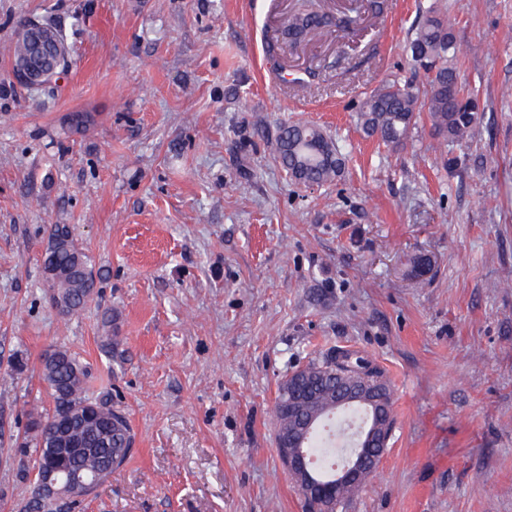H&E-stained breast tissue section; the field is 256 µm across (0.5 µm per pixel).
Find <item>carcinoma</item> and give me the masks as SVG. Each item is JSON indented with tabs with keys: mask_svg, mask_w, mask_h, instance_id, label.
I'll return each instance as SVG.
<instances>
[{
	"mask_svg": "<svg viewBox=\"0 0 512 512\" xmlns=\"http://www.w3.org/2000/svg\"><path fill=\"white\" fill-rule=\"evenodd\" d=\"M355 26V19H336L308 9L283 23L275 37L265 43V52L276 57L282 43L310 41L333 27L338 32H347ZM408 50L412 72L420 77L421 87L393 81L371 94L357 113L362 130L385 146L397 148L410 138L425 112L434 134L444 141L454 144L468 139L474 132L478 113L467 109L460 100L474 93L459 79L458 48L447 15L438 9L430 10ZM277 150L286 173L306 185L333 181L342 164L335 144L312 124L281 126ZM46 233L45 262L61 273L58 280L51 282L50 294L69 299L71 314H78L94 300L96 273L71 237L70 225L50 224ZM339 372L358 373L367 382L388 389L384 372L377 364L357 351L338 349L321 361L305 365L298 374L299 386H290L286 380L281 383L275 403L276 435L283 436L288 431V405L293 393L309 388L332 398ZM87 377V367L65 347L55 351V359L43 360L42 380L52 398V410L33 420L30 432L17 443L16 452L26 457V479H31L33 469L44 457V448L60 430L95 448L84 457L66 458L64 468L68 470L97 472L106 478L130 458L133 436L127 417L108 402L89 397ZM340 408L361 413L363 420H368L366 408L357 402ZM340 408L333 400L327 403L302 432L293 434L295 447L313 456L320 431ZM349 498L347 494L336 504L310 498L303 500V507L305 512H336V507H344Z\"/></svg>",
	"mask_w": 512,
	"mask_h": 512,
	"instance_id": "1",
	"label": "carcinoma"
}]
</instances>
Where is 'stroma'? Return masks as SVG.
I'll use <instances>...</instances> for the list:
<instances>
[{
  "label": "stroma",
  "instance_id": "1",
  "mask_svg": "<svg viewBox=\"0 0 512 512\" xmlns=\"http://www.w3.org/2000/svg\"><path fill=\"white\" fill-rule=\"evenodd\" d=\"M434 5L479 123L452 146L424 118L391 149L357 112L411 81ZM292 6L0 0V448L51 409L40 356L63 346L134 448L74 512H303L277 390L342 347L385 370L394 418L344 512H512V0H386L383 20L287 50L274 80L264 40ZM29 20L70 53L40 90L13 74ZM300 122L339 150L333 182L286 177L278 129ZM49 224L71 226L98 276L81 314L50 300Z\"/></svg>",
  "mask_w": 512,
  "mask_h": 512
}]
</instances>
